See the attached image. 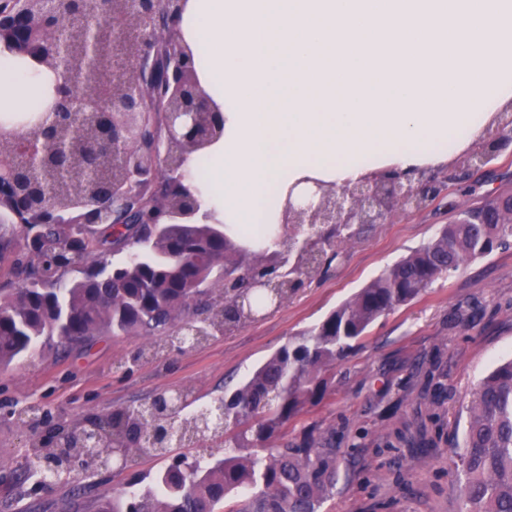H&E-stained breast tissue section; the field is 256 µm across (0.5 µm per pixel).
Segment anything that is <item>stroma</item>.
<instances>
[{
  "label": "stroma",
  "mask_w": 512,
  "mask_h": 512,
  "mask_svg": "<svg viewBox=\"0 0 512 512\" xmlns=\"http://www.w3.org/2000/svg\"><path fill=\"white\" fill-rule=\"evenodd\" d=\"M472 193L441 190L423 210L368 226L337 260L322 261L276 309L188 347L169 337L97 336L0 365V512H97L135 474L154 477L165 457L140 453L123 467L75 459L49 487L26 479L30 449H51L53 429L183 389L191 406L237 387L282 346L419 248L460 207L512 191V156L474 171ZM156 355H147L149 345ZM512 358V244L466 262L416 300L379 317L331 371L325 396L288 425V436L332 433L339 477L321 512H461L448 458L462 440L478 381Z\"/></svg>",
  "instance_id": "1"
}]
</instances>
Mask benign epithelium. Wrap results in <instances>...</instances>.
Returning <instances> with one entry per match:
<instances>
[{
  "label": "benign epithelium",
  "instance_id": "7a95c632",
  "mask_svg": "<svg viewBox=\"0 0 512 512\" xmlns=\"http://www.w3.org/2000/svg\"><path fill=\"white\" fill-rule=\"evenodd\" d=\"M9 0L0 7V47L52 77L33 120L0 124V222L122 224L141 193L178 191L140 223L190 219L200 210L186 163L224 134L223 116L203 88L181 29L187 0ZM85 131L71 135L72 117ZM512 152V124L499 114L472 155ZM47 173L38 181L30 168ZM421 187L397 170L385 181L338 187L317 179L290 187L279 216V251L266 266L288 281L319 256L315 225L349 237L357 224H384L396 210L424 208ZM110 207L102 206L103 197ZM99 436L61 444L43 460L62 481L74 456L91 459Z\"/></svg>",
  "mask_w": 512,
  "mask_h": 512
}]
</instances>
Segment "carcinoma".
<instances>
[{
	"label": "carcinoma",
	"instance_id": "obj_1",
	"mask_svg": "<svg viewBox=\"0 0 512 512\" xmlns=\"http://www.w3.org/2000/svg\"><path fill=\"white\" fill-rule=\"evenodd\" d=\"M512 241V195L490 196L461 210L433 239L355 292L311 333L280 349L223 407L203 406L181 421L207 436L232 416L243 428L224 435V454L172 457L152 482L131 478L98 512H320L336 488L338 449L309 433L288 439V423L328 388L326 373L352 351L381 315L415 300L435 280ZM127 251L124 262L112 254ZM0 364L57 338L167 335L195 345L237 325L239 305L255 313L275 302L241 279L216 287L224 273L259 262L219 224H14L0 231ZM86 270L69 278L76 268ZM176 411L148 401L106 420L126 454L168 453L160 430ZM451 467L463 512H512V359L481 379L470 401L462 446Z\"/></svg>",
	"mask_w": 512,
	"mask_h": 512
}]
</instances>
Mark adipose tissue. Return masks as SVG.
<instances>
[{
	"instance_id": "1",
	"label": "adipose tissue",
	"mask_w": 512,
	"mask_h": 512,
	"mask_svg": "<svg viewBox=\"0 0 512 512\" xmlns=\"http://www.w3.org/2000/svg\"><path fill=\"white\" fill-rule=\"evenodd\" d=\"M185 37L224 116L202 211L272 245L276 192L452 162L512 105V0H188ZM44 85L0 58V108Z\"/></svg>"
}]
</instances>
